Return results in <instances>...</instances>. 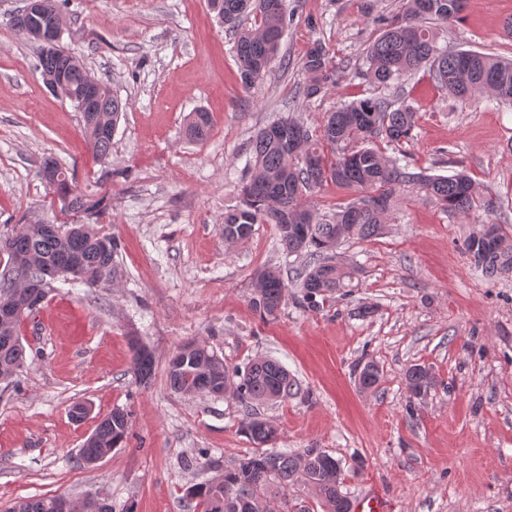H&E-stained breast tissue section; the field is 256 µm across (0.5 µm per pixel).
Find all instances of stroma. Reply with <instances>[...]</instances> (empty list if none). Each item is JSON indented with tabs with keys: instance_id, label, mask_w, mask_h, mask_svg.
I'll return each mask as SVG.
<instances>
[{
	"instance_id": "obj_1",
	"label": "stroma",
	"mask_w": 512,
	"mask_h": 512,
	"mask_svg": "<svg viewBox=\"0 0 512 512\" xmlns=\"http://www.w3.org/2000/svg\"><path fill=\"white\" fill-rule=\"evenodd\" d=\"M22 4L0 0V236L85 223L43 181L51 156L102 199L94 229L118 249L110 283L52 280L20 325L26 363L0 383V507L96 493L116 512H196L186 488L255 446L231 396L170 390L166 361L192 341L231 368L259 356L287 368L300 392L259 412L278 426V449L339 459L350 498L376 489L388 512H512V275L488 280L463 248L483 208L453 215L400 192L380 236L336 250L358 266L352 295L313 308L291 299L268 322L250 305L258 275L275 268L296 286L303 259L279 251L272 224L224 243L252 135L287 116L314 128L339 102L379 96L360 74L364 51L403 0H287L282 60L248 90L234 36L208 0H63L62 45L128 103L105 159L90 149L81 113L47 88L37 44L14 29ZM509 18L512 0H469L461 19L439 26L438 42L512 58ZM316 42L336 81L309 98L302 62ZM406 89L415 128L407 143L382 144L384 154L434 175L466 171L479 197L506 211L512 234V105L448 97L422 69ZM199 109L212 125L194 141L186 127ZM133 337L156 356L147 385L131 369ZM367 361L382 378L364 392L355 377ZM415 364L435 377L417 399L405 381ZM78 403L88 408L80 421ZM116 408L130 415L127 438L83 463L81 445Z\"/></svg>"
}]
</instances>
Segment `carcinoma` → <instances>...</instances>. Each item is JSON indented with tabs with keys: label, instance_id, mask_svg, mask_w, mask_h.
<instances>
[{
	"label": "carcinoma",
	"instance_id": "1",
	"mask_svg": "<svg viewBox=\"0 0 512 512\" xmlns=\"http://www.w3.org/2000/svg\"><path fill=\"white\" fill-rule=\"evenodd\" d=\"M45 15L30 16L21 10L13 19L17 32L36 24H49L60 16L57 0H44ZM252 0H208L222 21L235 28L234 48L240 79L250 88L263 78L278 59L283 32L288 25L286 0H259V19L252 27L239 25ZM467 0H405L403 11L383 25L382 33L369 44L365 54L368 82L393 90L377 96L344 103L323 117L316 129L279 119L260 129L252 139V160L240 185V204L224 214V240L247 239L256 224H274L278 245L288 255L304 254L308 264L299 288L301 303L316 304V297L350 287L354 269L336 259L338 246L349 239L368 240L380 235L387 223L394 198L413 187L442 210L459 215L477 207L475 186L462 172L451 176L414 172L409 164L385 157L378 141L399 143L410 138L415 126L413 106L399 94L405 78L426 68L438 88L457 98L489 92L500 102L512 103V60L470 51H448L438 46L436 26L460 18ZM39 66L49 74L67 77L69 100L83 107L87 75L84 64L56 46L39 52ZM309 74L305 94L314 97L333 84L335 71L325 47L317 42L303 63ZM97 106L101 112L82 113L84 132L93 153L106 157L112 151V136L121 114L122 100L106 84ZM209 113H193L187 133L194 140L210 131ZM53 167L55 178L48 184L63 204L76 212L94 216L101 201L79 191L52 158L43 167ZM325 182L364 191L336 208L329 218L319 219L304 205V193ZM464 250L476 268L493 278L512 273V236L501 225L485 222L465 239ZM116 243L97 234L89 224H29L24 231L0 238V252L19 263L38 280L61 269L71 258L82 261L87 272L84 284L97 288L112 278ZM29 289L18 273L0 282V303H22ZM288 300V285L280 273L269 268L259 276L251 307L264 321L277 318ZM132 369L147 383L155 370V356L141 341L131 342ZM26 361L19 325L0 328V382H10ZM166 375L170 388L183 395L229 394L247 412L257 405L276 403L294 395L297 383L288 370L272 359H257L244 369H229L208 347L193 342L179 347L169 358ZM405 378L413 396L419 397L434 385L429 368L413 365ZM380 382L378 367L368 362L359 372L360 389L370 391ZM129 414L114 409L95 428V439L80 448L87 464L123 443L129 433ZM245 433L255 445L250 456L233 468L216 471L208 480L189 486L186 497L200 512H288V484L312 485L324 512H351L348 494L342 491L338 473L341 463L313 449L291 453L274 447L278 427L268 419L252 417ZM58 497H42L14 503L3 512H56Z\"/></svg>",
	"mask_w": 512,
	"mask_h": 512
}]
</instances>
